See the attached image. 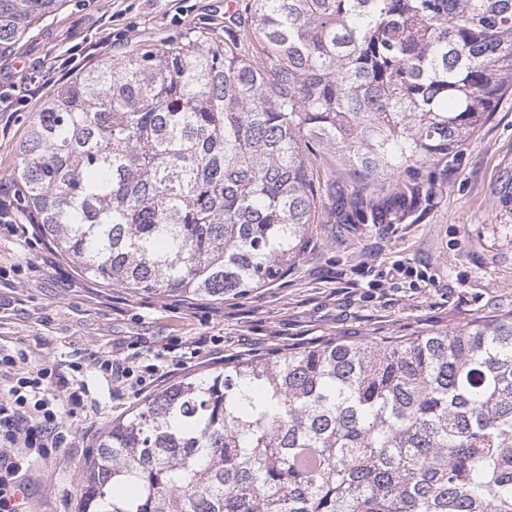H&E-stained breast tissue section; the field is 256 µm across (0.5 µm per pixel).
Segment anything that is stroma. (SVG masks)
<instances>
[{
  "instance_id": "1",
  "label": "stroma",
  "mask_w": 512,
  "mask_h": 512,
  "mask_svg": "<svg viewBox=\"0 0 512 512\" xmlns=\"http://www.w3.org/2000/svg\"><path fill=\"white\" fill-rule=\"evenodd\" d=\"M227 0H65L0 55V198H12L19 144L42 102L104 56L224 28ZM411 224H316L283 277L221 301L142 295L80 274L36 228L0 220V348L66 368L79 356H126L163 371L156 387L241 357L328 340H401L512 312V93L436 172ZM205 340L192 360L179 355ZM78 380L98 412L76 445L24 467L27 512H77L86 460L101 433L140 404L95 369Z\"/></svg>"
}]
</instances>
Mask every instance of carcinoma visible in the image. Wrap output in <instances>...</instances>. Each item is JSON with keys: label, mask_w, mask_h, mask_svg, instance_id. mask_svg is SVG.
Segmentation results:
<instances>
[{"label": "carcinoma", "mask_w": 512, "mask_h": 512, "mask_svg": "<svg viewBox=\"0 0 512 512\" xmlns=\"http://www.w3.org/2000/svg\"><path fill=\"white\" fill-rule=\"evenodd\" d=\"M62 6L0 0V54ZM224 31L103 59L30 125L20 205L82 275L268 285L323 213L421 211L420 175L512 89V0H242ZM78 512H512V313L189 373L112 421Z\"/></svg>", "instance_id": "cac0c4a2"}]
</instances>
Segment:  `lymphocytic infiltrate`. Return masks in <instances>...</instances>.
<instances>
[{
	"instance_id": "lymphocytic-infiltrate-1",
	"label": "lymphocytic infiltrate",
	"mask_w": 512,
	"mask_h": 512,
	"mask_svg": "<svg viewBox=\"0 0 512 512\" xmlns=\"http://www.w3.org/2000/svg\"><path fill=\"white\" fill-rule=\"evenodd\" d=\"M92 363L116 392L144 393L158 377L155 366L138 371L126 359L96 357ZM82 367L76 360L61 370L32 363L23 349L0 351V512H23V463L72 447L75 427L95 412L74 377Z\"/></svg>"
}]
</instances>
